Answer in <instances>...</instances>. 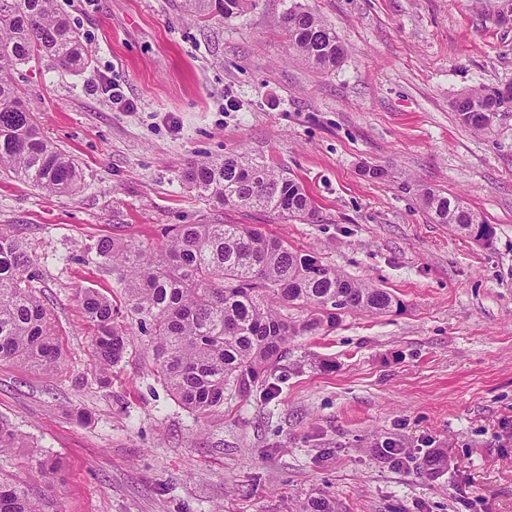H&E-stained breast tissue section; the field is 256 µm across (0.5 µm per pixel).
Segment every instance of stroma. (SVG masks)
I'll list each match as a JSON object with an SVG mask.
<instances>
[{
  "mask_svg": "<svg viewBox=\"0 0 512 512\" xmlns=\"http://www.w3.org/2000/svg\"><path fill=\"white\" fill-rule=\"evenodd\" d=\"M291 2L202 22L183 0H54L86 67L13 72L81 175L54 195L0 169V228L28 251L62 352L48 374L0 361V420L29 442L0 452V478L44 512H302L319 492L338 512H512V110L472 133L452 108L512 82V20L496 19L512 0H301L347 47L326 72L290 54ZM240 153L297 178L314 218L228 212L182 178L190 162ZM425 187L463 197L490 241L431 223ZM224 222L314 250L402 307L294 338L274 390L226 395L205 418L157 380L140 343L101 383L78 294H122L99 243L157 248L171 225ZM439 450L447 468L420 472ZM36 453L59 460L54 487Z\"/></svg>",
  "mask_w": 512,
  "mask_h": 512,
  "instance_id": "obj_1",
  "label": "stroma"
}]
</instances>
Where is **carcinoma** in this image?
<instances>
[{
    "label": "carcinoma",
    "instance_id": "cac0c4a2",
    "mask_svg": "<svg viewBox=\"0 0 512 512\" xmlns=\"http://www.w3.org/2000/svg\"><path fill=\"white\" fill-rule=\"evenodd\" d=\"M256 0H184L187 15L231 17ZM291 52L311 67L330 70L346 54L335 28L296 3L282 15ZM80 69L79 32L59 15L53 0H0V168L38 189L69 194L80 181L75 162L44 134L18 95L12 71L35 59ZM458 122L473 131L490 126L478 117L498 110L495 88L480 86L453 103ZM183 179L227 211L264 212L283 221L315 215L313 199L299 180L246 154L190 164ZM420 202L435 224L469 235L485 220L459 196L425 188ZM124 291L120 308L94 288L79 295L96 328L94 356L108 381L127 352L128 328L147 338L158 374L175 398L196 416H208L233 391L246 397L272 375L296 336L328 332L346 313L386 314L401 300L385 288L349 278L311 251L250 224H178L154 250L112 241L99 247ZM30 257L15 236L0 231V361L27 363L50 373L61 362L57 331L37 289L24 278ZM28 443L0 421V451ZM39 475L55 482L56 462L36 460ZM0 512H43L27 490L0 479ZM304 512H337L336 501L318 493Z\"/></svg>",
    "mask_w": 512,
    "mask_h": 512
}]
</instances>
